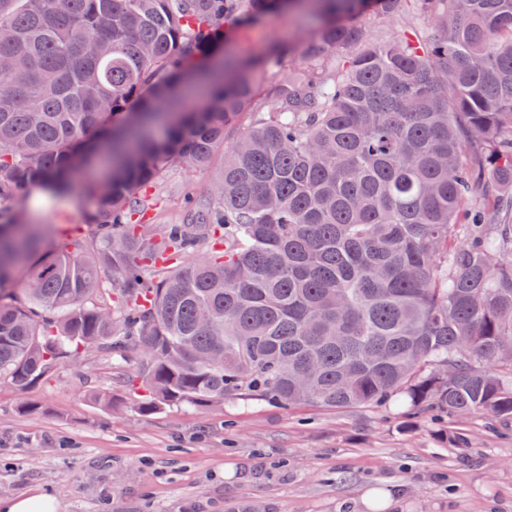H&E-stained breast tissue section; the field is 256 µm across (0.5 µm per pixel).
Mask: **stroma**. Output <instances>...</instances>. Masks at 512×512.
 Instances as JSON below:
<instances>
[{
	"mask_svg": "<svg viewBox=\"0 0 512 512\" xmlns=\"http://www.w3.org/2000/svg\"><path fill=\"white\" fill-rule=\"evenodd\" d=\"M315 29L303 14L275 11L234 26L224 48L248 55L310 40ZM223 166L219 150L207 169L170 171L145 221L177 223L186 199L207 195ZM92 205L77 185L27 196L16 215L48 225L57 240L83 226ZM105 385L109 409L92 398ZM136 400L109 382L94 350L23 392L0 379V498L44 490L57 512H229L251 501L268 512H366L364 493L379 487L391 493L389 512H512V424L492 418L430 415L406 427L389 408L233 399L146 416ZM25 404L34 413H22ZM447 427L466 434L463 447L440 439Z\"/></svg>",
	"mask_w": 512,
	"mask_h": 512,
	"instance_id": "1",
	"label": "stroma"
}]
</instances>
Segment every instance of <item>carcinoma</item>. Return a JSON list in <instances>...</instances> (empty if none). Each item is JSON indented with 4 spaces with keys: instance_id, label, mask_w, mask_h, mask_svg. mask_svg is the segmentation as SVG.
<instances>
[{
    "instance_id": "cac0c4a2",
    "label": "carcinoma",
    "mask_w": 512,
    "mask_h": 512,
    "mask_svg": "<svg viewBox=\"0 0 512 512\" xmlns=\"http://www.w3.org/2000/svg\"><path fill=\"white\" fill-rule=\"evenodd\" d=\"M365 2L0 0V292L24 279L0 297V376L25 391L95 348L145 415L242 399L512 422V0H371L422 26L380 41ZM272 9L315 16V39L224 61L153 136L228 24ZM101 144L122 161L88 234L29 262L44 235L15 205L69 190ZM220 145L180 223L132 222Z\"/></svg>"
}]
</instances>
